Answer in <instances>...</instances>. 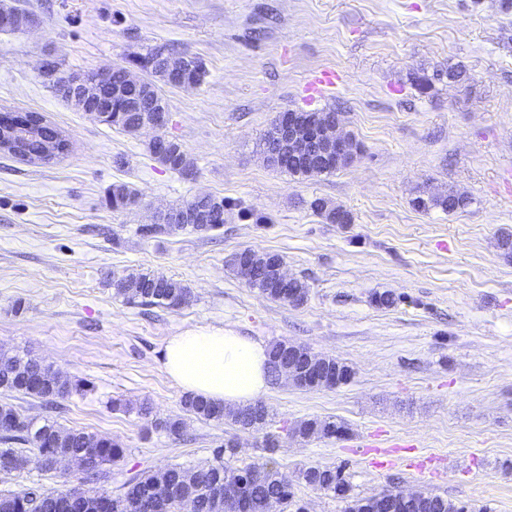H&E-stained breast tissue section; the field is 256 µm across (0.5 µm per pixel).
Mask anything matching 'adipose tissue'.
I'll return each instance as SVG.
<instances>
[{"instance_id": "adipose-tissue-1", "label": "adipose tissue", "mask_w": 512, "mask_h": 512, "mask_svg": "<svg viewBox=\"0 0 512 512\" xmlns=\"http://www.w3.org/2000/svg\"><path fill=\"white\" fill-rule=\"evenodd\" d=\"M164 366L184 391L238 408L268 386V347L224 327L187 330L165 346Z\"/></svg>"}]
</instances>
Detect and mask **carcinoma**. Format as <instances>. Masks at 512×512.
<instances>
[{
  "instance_id": "obj_1",
  "label": "carcinoma",
  "mask_w": 512,
  "mask_h": 512,
  "mask_svg": "<svg viewBox=\"0 0 512 512\" xmlns=\"http://www.w3.org/2000/svg\"><path fill=\"white\" fill-rule=\"evenodd\" d=\"M164 54L160 50H150L133 61V65L144 72L143 85L150 92L162 97L158 83L171 87L200 84L206 74L202 61L194 59L192 67L182 70L177 80H172L163 67ZM106 78L98 80L99 72ZM90 70L87 75L92 81L109 87H122L132 97H140L139 88L128 83L129 68L113 65L103 70ZM5 120L17 121L21 127L17 149L11 156L27 162H49L54 156L44 152V143L56 141L60 155L69 151V140L55 125L48 122L41 113L32 111L3 113ZM112 119L105 124L128 134L138 132L143 113L113 112ZM278 124L272 121L264 134V154L266 163L292 177L301 179L322 174H330L345 166L359 151V144L351 139L350 155L338 161L336 158L319 160L312 165L302 156H292L288 162L274 160L269 151L277 141ZM148 152L162 165L182 173L190 172V164L185 150L176 139L165 138L151 141ZM112 208L126 210L138 202V194L124 184L112 186L110 194ZM190 204L200 210L215 211L228 220L232 215V205L222 197L206 194L190 200ZM419 211L440 209L455 213L465 211L471 198L452 190L441 195H418L412 200ZM310 209L327 224H350L352 217L346 210L317 197L310 202ZM220 228L216 224H170L157 222L142 226L146 236L158 233H172L175 230L190 229L196 233H208ZM282 260L276 253L259 254L257 266L251 268L248 285L258 289L266 297L293 305L304 303L309 295L306 280L297 278L284 287L274 281L270 268L272 263L266 257ZM113 295L129 304L156 306L176 311L188 303L190 289L182 283L154 272H131L112 276ZM303 359L298 364L313 367L319 376L316 389H333L346 384L353 376L347 363L330 356H322L302 348ZM0 390L18 392L41 399L54 405L59 398L73 393L84 394L94 390V385L81 378H63L50 365H44L26 354L0 351ZM183 409L188 415L205 421L222 422L229 419L241 430H261L267 424L269 410L262 402L249 406L226 409L223 405L203 397L186 395L182 399ZM152 426L169 436L181 435L184 422L181 418L157 417ZM344 431V425L328 417L302 420L292 427V433L305 440L313 436L336 437V432ZM0 472H15L26 468L29 455L37 456L46 470L55 469L63 459L78 461L82 466L80 485L64 492L42 491L35 488H21L0 493V512H142L141 505L147 500L162 504L163 512H177L188 505L191 512H269L272 503L288 507L292 503V483L282 472L273 458L263 462L234 467L226 458L236 454L237 442L230 438L214 449L213 458L204 465L192 468L180 466L157 472H143L130 477L123 485V491L116 495L83 488L85 484H99L109 478L104 466L120 460L125 448L118 441L100 437L78 429L64 430L53 420H36L20 414L13 406L0 404ZM345 466L312 465L300 472V478L309 486L324 492L333 493L346 500L345 512H465V507L438 495L416 493L404 495L394 489L386 493L365 497L350 494V485L344 475ZM237 485L243 489V499L247 510H240V504L227 496L226 488Z\"/></svg>"
}]
</instances>
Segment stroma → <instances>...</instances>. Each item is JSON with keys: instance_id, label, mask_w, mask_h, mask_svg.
<instances>
[{"instance_id": "obj_1", "label": "stroma", "mask_w": 512, "mask_h": 512, "mask_svg": "<svg viewBox=\"0 0 512 512\" xmlns=\"http://www.w3.org/2000/svg\"><path fill=\"white\" fill-rule=\"evenodd\" d=\"M26 31L0 29V111L40 112L71 143L47 163L0 155V350L21 352L70 378L96 384L46 413L40 400L0 391L21 414L52 416L64 429L118 440L107 491L131 476L211 460L236 439L230 463L274 456L305 512H344L345 501L307 486L302 469L344 465L353 493L398 488L436 494L475 512H512V262L497 248L512 232V13L500 0H27ZM198 57L196 86L163 87L192 175L148 153L153 134H128L57 97L43 59L61 72L127 64L151 49ZM463 65L465 85L438 80L427 94L409 81ZM339 82L308 89L312 76ZM289 109L333 110L361 150L329 175L297 179L269 166L260 141ZM143 204L113 209V185ZM456 191L463 212L416 210L413 198ZM199 194L247 211L223 228L150 237L156 209ZM321 197L348 211L328 224L309 208ZM269 216L266 224L254 215ZM280 254L310 285L306 302L274 301L229 265L239 249ZM154 271L186 285L176 311L115 297L112 277ZM400 295L392 308L377 292ZM231 327L256 340H287L354 370L332 390L271 381L259 399L271 411L260 432L186 415L182 390L164 368L176 334ZM130 403L116 410L113 400ZM147 401L182 417L180 438L134 411ZM333 416L340 438H295L298 421ZM274 437L275 453L265 448ZM442 456L434 475L415 462ZM71 462L0 473V492L63 490Z\"/></svg>"}]
</instances>
